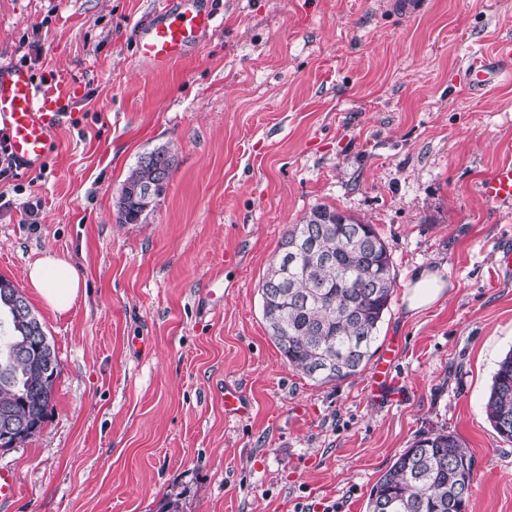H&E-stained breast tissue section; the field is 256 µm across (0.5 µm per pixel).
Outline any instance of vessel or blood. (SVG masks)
Masks as SVG:
<instances>
[{
  "label": "vessel or blood",
  "instance_id": "obj_1",
  "mask_svg": "<svg viewBox=\"0 0 512 512\" xmlns=\"http://www.w3.org/2000/svg\"><path fill=\"white\" fill-rule=\"evenodd\" d=\"M197 0H179L170 7L161 0L149 20L135 34L136 52L154 71L168 69L184 58L201 36L216 24L213 11H202ZM512 66V40L500 41L491 53L474 57L463 81L473 92L492 86L505 68ZM63 98L55 89L44 88L22 66L0 68V130L8 137L9 147L18 160L34 166L48 153L54 129L61 123ZM482 195L493 203L512 202V162L500 164L481 185ZM398 341H390L377 359L372 380L379 391L396 388L390 371L399 355ZM250 403L234 383L224 385V414L240 417Z\"/></svg>",
  "mask_w": 512,
  "mask_h": 512
}]
</instances>
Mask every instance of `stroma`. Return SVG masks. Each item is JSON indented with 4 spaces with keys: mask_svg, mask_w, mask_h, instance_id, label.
Wrapping results in <instances>:
<instances>
[{
    "mask_svg": "<svg viewBox=\"0 0 512 512\" xmlns=\"http://www.w3.org/2000/svg\"><path fill=\"white\" fill-rule=\"evenodd\" d=\"M200 0L217 26L155 72L134 34L157 0H0V65L54 79L65 117L36 170L0 181V276L60 364L41 432L0 449L21 491L0 512H366L417 436L456 433L475 460L469 512H512V443L483 411L512 350V204L479 191L512 161V74L481 96L463 72L512 38V0ZM176 153L141 224L116 221L137 159ZM39 221H22L26 202ZM325 205L374 224L396 284L378 346L402 339L394 397L369 371L318 384L292 369L259 285L292 225ZM67 256L85 284L53 312L29 262ZM450 287L417 315L415 268ZM251 405L224 415V384Z\"/></svg>",
    "mask_w": 512,
    "mask_h": 512,
    "instance_id": "stroma-1",
    "label": "stroma"
}]
</instances>
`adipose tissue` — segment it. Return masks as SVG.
<instances>
[{"label":"adipose tissue","mask_w":512,"mask_h":512,"mask_svg":"<svg viewBox=\"0 0 512 512\" xmlns=\"http://www.w3.org/2000/svg\"><path fill=\"white\" fill-rule=\"evenodd\" d=\"M26 278L31 288L55 313L67 312L77 299L81 282L67 257L44 254L30 262ZM448 283L440 270L417 268L407 288L406 310L415 314L437 302L446 292Z\"/></svg>","instance_id":"1"}]
</instances>
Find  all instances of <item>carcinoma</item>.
<instances>
[{"instance_id":"cac0c4a2","label":"carcinoma","mask_w":512,"mask_h":512,"mask_svg":"<svg viewBox=\"0 0 512 512\" xmlns=\"http://www.w3.org/2000/svg\"><path fill=\"white\" fill-rule=\"evenodd\" d=\"M156 159H138L121 186L120 224H141L167 190L176 164L167 147L153 149ZM150 200L132 190L158 182ZM318 234L319 251L332 262L288 261V244ZM391 254L373 225L324 205L311 208L286 233L279 255L269 265L259 292L271 338L289 365L319 384L344 381L361 372L394 290ZM0 316L8 336L0 343V410L16 419L17 432L0 437V449L15 447L40 432L54 397L59 371L56 354L41 346L28 324L36 316L27 299L16 304L0 292ZM484 412L497 435L512 442V352L492 378ZM474 459L459 436L445 429L424 433L379 477L366 512H467Z\"/></svg>"}]
</instances>
